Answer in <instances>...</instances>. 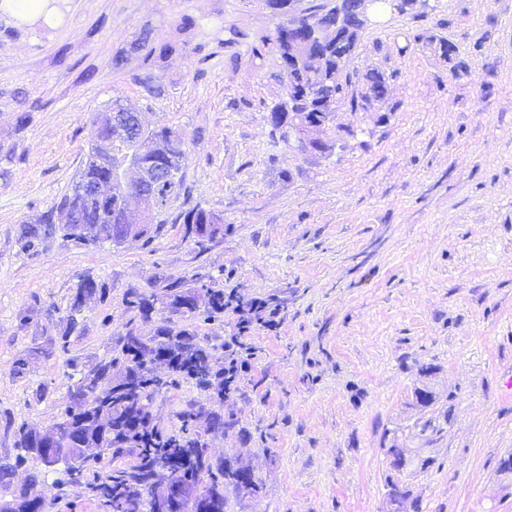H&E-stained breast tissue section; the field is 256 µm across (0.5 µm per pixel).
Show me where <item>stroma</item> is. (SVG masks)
Segmentation results:
<instances>
[{
  "label": "stroma",
  "instance_id": "stroma-1",
  "mask_svg": "<svg viewBox=\"0 0 512 512\" xmlns=\"http://www.w3.org/2000/svg\"><path fill=\"white\" fill-rule=\"evenodd\" d=\"M56 5L51 25L0 13V460L17 480L37 474L48 512H101L65 463L22 455L14 431L52 428L81 372L116 356L128 330L154 334L160 316L128 309L129 289L200 274L280 308L278 328L245 336L252 368L225 403L186 381L153 402L168 430L190 402L234 418L211 451L241 456L263 489L229 496V512H388V434L434 459L398 477L422 512H512L500 466L512 456V0L369 11L322 155L270 137L287 78L276 54L251 59L249 41L285 21L274 0ZM231 28L244 38L228 50ZM146 29L147 59L131 49ZM433 38L458 45L468 76L453 78ZM372 70L390 75L388 96L351 111ZM116 101L182 137L190 196L168 212L223 218L206 251L174 223L147 247H85L60 230L25 246ZM87 277L108 298L66 333ZM422 385L436 395L426 409L413 404ZM444 410L443 434L417 438L416 422Z\"/></svg>",
  "mask_w": 512,
  "mask_h": 512
}]
</instances>
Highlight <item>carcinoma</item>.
Returning a JSON list of instances; mask_svg holds the SVG:
<instances>
[{"mask_svg": "<svg viewBox=\"0 0 512 512\" xmlns=\"http://www.w3.org/2000/svg\"><path fill=\"white\" fill-rule=\"evenodd\" d=\"M347 28L336 32V15L332 10L316 8L313 13L297 19L298 29L319 24L328 33V40L317 66L311 70L291 68L287 71L286 96L299 101L309 121L336 108L344 96V85L351 80L346 68L355 52L361 33L363 0H344ZM441 56L452 63L456 78L469 73L468 64L459 57L458 47L441 38L429 39ZM274 51L283 62H288V32L277 29L274 36H261L250 47L253 58L262 59ZM390 77L379 71L363 76L367 91L364 104L352 103V111L365 108V103L381 98L388 88ZM147 136L171 145L182 142L171 127L160 125L147 131ZM136 155V147L121 141L112 145V160L117 163ZM135 187L118 188L108 198L81 196L76 190L64 194L57 204L58 220L53 214L44 216L42 223L51 230L60 229L84 246L104 242L116 245L128 240L150 246L168 219L167 204L152 210L144 224L122 225L120 217L124 204L133 197ZM77 211L83 223L73 224L67 215ZM174 223H181L185 235L192 238L201 251L209 242L224 234L221 217L197 206L181 211ZM166 301L162 309L186 317L212 320L224 313V290L211 288L196 279L194 284L175 280L165 285ZM104 285L80 283L72 298L71 310L77 313L90 300L104 301ZM159 298L137 289L126 295L129 309L148 319L156 311ZM183 381H192L203 391H210L219 402L228 392L224 389V365L219 362L214 348L202 341L195 331L186 327L163 324L152 336H140L130 329L117 356L102 361L81 373L72 388L73 405L63 416L67 426L58 428L53 445L67 448L79 459L71 474L72 482L84 483L104 512H159L167 492L176 487L200 490L192 512H226V491L241 499H256L262 492L258 480L242 479L248 467L233 458H214L207 449L206 436L222 434L233 422L214 411L189 403L177 413L180 427L168 432L153 422L155 397L176 387ZM448 424V411L430 417L419 425L418 435L426 438L440 435ZM17 446L26 449L41 442L36 430L21 426L16 431ZM96 446L111 456L116 465L101 473V460L86 457L81 441ZM91 480H84V475Z\"/></svg>", "mask_w": 512, "mask_h": 512, "instance_id": "carcinoma-1", "label": "carcinoma"}]
</instances>
